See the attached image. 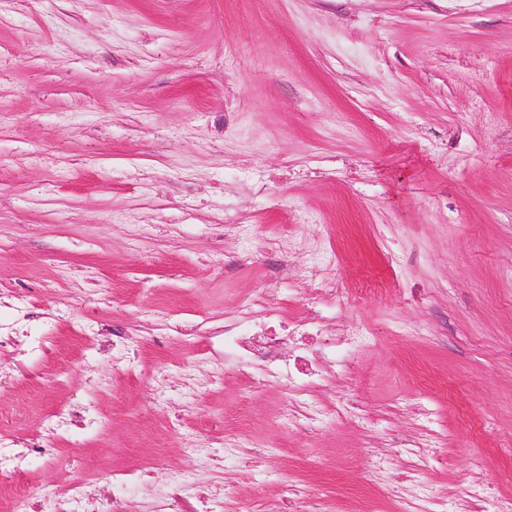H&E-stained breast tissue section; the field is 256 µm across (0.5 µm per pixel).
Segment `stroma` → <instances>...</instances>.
I'll list each match as a JSON object with an SVG mask.
<instances>
[{"instance_id": "1", "label": "stroma", "mask_w": 512, "mask_h": 512, "mask_svg": "<svg viewBox=\"0 0 512 512\" xmlns=\"http://www.w3.org/2000/svg\"><path fill=\"white\" fill-rule=\"evenodd\" d=\"M301 241L371 338L363 419L315 433L282 384L224 366L225 313L303 315ZM19 310L53 342L0 355V436L25 447L87 390L98 422L45 440L0 512L78 478L111 496L133 466L128 512L183 471L274 497L282 466L332 512L371 492L341 457L402 439L434 441L420 479L449 501L474 476L512 493V0H0V317ZM241 404L256 452L228 464Z\"/></svg>"}]
</instances>
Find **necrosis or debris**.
Returning a JSON list of instances; mask_svg holds the SVG:
<instances>
[{
    "mask_svg": "<svg viewBox=\"0 0 512 512\" xmlns=\"http://www.w3.org/2000/svg\"><path fill=\"white\" fill-rule=\"evenodd\" d=\"M298 295L307 299L303 318L289 324L287 333L276 330L280 318L255 309L247 303L224 322V357L239 369L258 374L265 382H282L289 395L309 408L307 425L317 429L333 420L336 412L317 404L315 389L326 380L327 368H335L337 384H345L357 351L364 346L365 333L345 325L340 313L352 304L351 293L341 288L335 274L323 263L305 261L300 267ZM289 340L293 353L283 356L282 340ZM369 481L375 498L390 504L394 512H412L413 500L424 503L422 512H446L444 497L423 491L415 483H390L381 457L369 465ZM142 479L139 470H131L112 480V498L104 500L88 495L85 483L73 481L67 498L56 501L54 512H123V499L133 494Z\"/></svg>",
    "mask_w": 512,
    "mask_h": 512,
    "instance_id": "1",
    "label": "necrosis or debris"
}]
</instances>
